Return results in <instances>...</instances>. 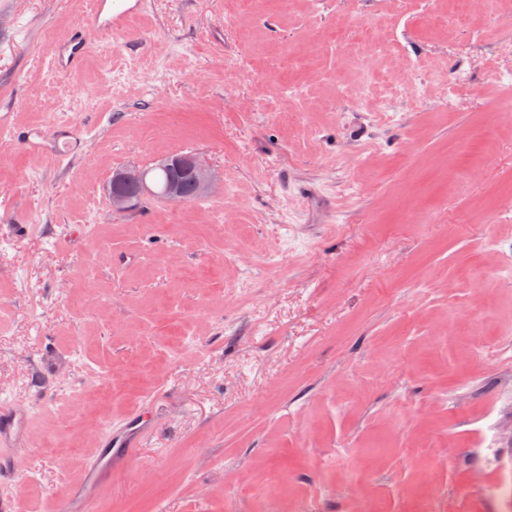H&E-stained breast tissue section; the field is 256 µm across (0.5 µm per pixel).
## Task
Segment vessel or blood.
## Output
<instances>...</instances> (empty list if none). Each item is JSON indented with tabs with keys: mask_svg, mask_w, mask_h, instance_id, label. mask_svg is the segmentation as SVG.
Segmentation results:
<instances>
[{
	"mask_svg": "<svg viewBox=\"0 0 512 512\" xmlns=\"http://www.w3.org/2000/svg\"><path fill=\"white\" fill-rule=\"evenodd\" d=\"M144 0H95L92 23L89 30L79 31L71 36L59 49L56 62L62 68L79 65L89 44L90 32L119 30L131 15L141 11ZM27 416L13 405H0V446L21 448L25 440ZM136 433L134 421H126L111 428L101 440L102 447L86 466L87 471L103 470L111 467L114 450L124 449L128 440Z\"/></svg>",
	"mask_w": 512,
	"mask_h": 512,
	"instance_id": "vessel-or-blood-1",
	"label": "vessel or blood"
}]
</instances>
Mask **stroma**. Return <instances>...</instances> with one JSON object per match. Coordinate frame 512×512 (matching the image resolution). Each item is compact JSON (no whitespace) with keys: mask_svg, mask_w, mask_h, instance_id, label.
<instances>
[{"mask_svg":"<svg viewBox=\"0 0 512 512\" xmlns=\"http://www.w3.org/2000/svg\"><path fill=\"white\" fill-rule=\"evenodd\" d=\"M0 14V447L23 512H485L512 481V0H94ZM381 36L372 41L366 28ZM73 127L36 157L15 127ZM190 153L202 199L113 212ZM149 432L106 484L113 422ZM143 0H95V8L90 28L80 30L71 36L59 49L56 63L62 68L77 66L82 62L89 44V32L120 30L131 15L141 11ZM169 156H178L174 159L169 158L170 163L173 161L172 165L185 166L190 171L196 197H201L205 194L215 180L213 173L190 155L180 156L179 154H173ZM126 182L130 186H137L143 180L153 182L158 188L162 189L171 176L177 175L174 169H165L158 166V162L144 168L131 167L126 169ZM109 200L113 211H125L132 207L135 198L142 199L147 196H158L165 201H177L187 203L191 201L190 196L178 184H172L164 194H159L152 184L143 182L135 190H129L125 186V175L122 171H115L112 174V181L109 186ZM27 415L13 404L0 405V446L20 450L24 445ZM136 418L128 420L122 424L114 426L111 428L106 434L103 436L101 440V447L99 453L92 457L86 466L87 472L89 474L95 470H103L106 468L112 469V456L113 453H118L122 451L124 448H131L127 443V440L135 435L137 438H141L140 432L136 430ZM114 448L117 450L114 452Z\"/></svg>","mask_w":512,"mask_h":512,"instance_id":"stroma-1","label":"stroma"}]
</instances>
